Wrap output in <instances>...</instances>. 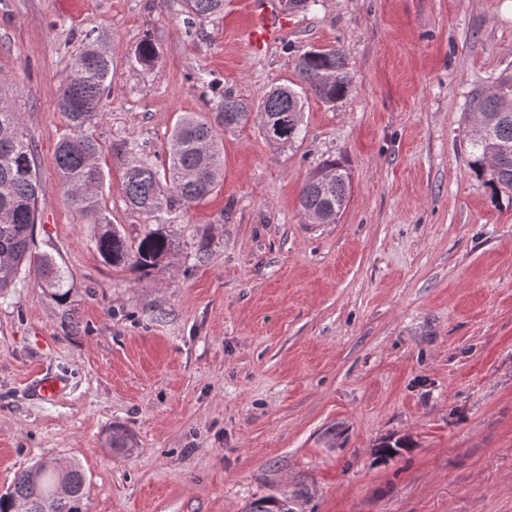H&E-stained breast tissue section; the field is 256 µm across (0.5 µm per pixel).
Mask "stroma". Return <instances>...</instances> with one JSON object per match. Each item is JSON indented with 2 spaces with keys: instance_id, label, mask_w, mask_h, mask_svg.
Returning <instances> with one entry per match:
<instances>
[{
  "instance_id": "obj_1",
  "label": "stroma",
  "mask_w": 512,
  "mask_h": 512,
  "mask_svg": "<svg viewBox=\"0 0 512 512\" xmlns=\"http://www.w3.org/2000/svg\"><path fill=\"white\" fill-rule=\"evenodd\" d=\"M183 17V0H0V87L44 186L32 256L68 272L81 322L62 333L37 275L0 295V493L53 458L83 469L88 512H244L296 490V512H512V190L468 154L472 97L512 76V0H317L258 57L249 0L192 36ZM94 40L113 60L87 129L99 199L130 240L149 224L124 197L130 142L164 167L183 113L214 119L218 90L258 103L295 82L297 50L343 49L352 89L308 97L289 145L222 131L223 177L165 215L174 252L119 268L55 162L62 81ZM329 160L352 193L311 224L300 191ZM55 374L67 389L34 400Z\"/></svg>"
}]
</instances>
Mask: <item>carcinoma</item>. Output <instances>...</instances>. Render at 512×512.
Wrapping results in <instances>:
<instances>
[{
  "mask_svg": "<svg viewBox=\"0 0 512 512\" xmlns=\"http://www.w3.org/2000/svg\"><path fill=\"white\" fill-rule=\"evenodd\" d=\"M224 13V0H185L184 28L195 32L196 20ZM155 43L143 39L136 51L138 62L152 64ZM292 63L300 89L265 92L257 109L223 93L214 104L216 122L197 112H186L170 136L167 170L160 174L144 157L126 173L124 194L129 205L161 221V213L176 204L188 207L215 187L224 169V151L219 128H236L258 121L266 139L279 144L295 141L301 132L304 103L311 94L326 103H336L350 92L351 79L346 58L336 48L305 50ZM112 71V57L97 41L87 44L74 60L63 80L60 107L76 131L56 147L58 175L70 205L94 218L103 228L95 246L103 260L114 267L149 269L174 248L173 239L157 227L129 242L110 224L99 206L104 173L96 163L98 142L83 134L84 127L100 111L106 81ZM476 129L470 139V165L491 187L512 189V78L503 80L489 93L478 94L472 102ZM351 190V174L341 162L324 163L305 182L299 197L304 216L312 224H334L344 211ZM43 186L36 170V149L22 126L21 113L0 105V293L16 287L21 274L38 272L49 296L64 308L61 328L68 335L79 331L77 310L71 300L72 288L54 259L41 258L36 268L27 266L30 244L38 221V203ZM86 478L71 465L57 467L43 460L15 477L0 494V512H12L30 503V512H86ZM246 512H294L284 493L251 503Z\"/></svg>",
  "mask_w": 512,
  "mask_h": 512,
  "instance_id": "carcinoma-1",
  "label": "carcinoma"
}]
</instances>
